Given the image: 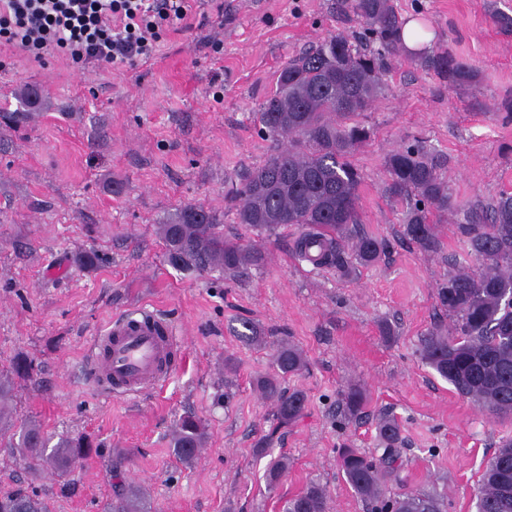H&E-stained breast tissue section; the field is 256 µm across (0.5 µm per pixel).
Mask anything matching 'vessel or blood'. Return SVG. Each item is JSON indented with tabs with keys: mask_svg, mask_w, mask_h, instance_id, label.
Masks as SVG:
<instances>
[{
	"mask_svg": "<svg viewBox=\"0 0 512 512\" xmlns=\"http://www.w3.org/2000/svg\"><path fill=\"white\" fill-rule=\"evenodd\" d=\"M179 350L173 326L159 314L135 307L113 318L88 349L92 381L103 394L135 395L161 386Z\"/></svg>",
	"mask_w": 512,
	"mask_h": 512,
	"instance_id": "b4317fda",
	"label": "vessel or blood"
}]
</instances>
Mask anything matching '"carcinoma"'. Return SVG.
Listing matches in <instances>:
<instances>
[{"label": "carcinoma", "mask_w": 512, "mask_h": 512, "mask_svg": "<svg viewBox=\"0 0 512 512\" xmlns=\"http://www.w3.org/2000/svg\"><path fill=\"white\" fill-rule=\"evenodd\" d=\"M346 8L364 25L365 49L344 35H332L286 61L278 71L275 89L266 97L254 120L277 145L260 167L235 189L237 223L267 236L282 226L299 233L294 253L309 259L318 245L316 266L342 273L376 262L385 242L356 234L360 175L352 162L356 149L369 137L354 117L366 111L385 90L386 61L403 53L399 30L405 19L394 0H346ZM421 66L452 86L472 82L471 65L445 50L433 49L415 58ZM442 164L426 145L416 141L393 150L386 159L385 191L406 201L402 236L424 252L441 247L433 217L448 213L455 201ZM219 218L202 205L187 204L158 225L167 262L183 271L239 273L259 266L261 250L224 237ZM457 233L471 254L481 260L478 273L459 271L438 288L440 305L448 311L446 332L431 331L419 346L421 360L455 389L496 416H512V194L503 193L484 211L471 210ZM237 335L263 347L257 327L243 323ZM306 366L303 352L288 341L274 345L270 371L256 378V390L272 401L282 425L302 412L305 395L288 390L283 382ZM32 360L15 358L11 369L0 371V432L19 428L9 443L26 468L57 475L75 467L92 448L84 436L61 437L55 444L43 434L39 421L16 422L13 413L15 379L26 378ZM366 400L359 390L344 397V418L357 421ZM208 438L207 426L194 415L181 417L174 428L175 454L192 464ZM381 454L357 448L339 449V466L346 482L363 500L380 503V512H443L435 493L405 489L388 495L387 482L398 470L400 428L392 416L378 425ZM287 460L269 462L267 482L274 486L287 472ZM149 491L129 485L112 500L110 512H149ZM0 512H46L34 490L19 486L0 493ZM282 512H328L325 488L311 482L284 501ZM477 512H512V441L503 443L487 461L477 493Z\"/></svg>", "instance_id": "carcinoma-1"}]
</instances>
